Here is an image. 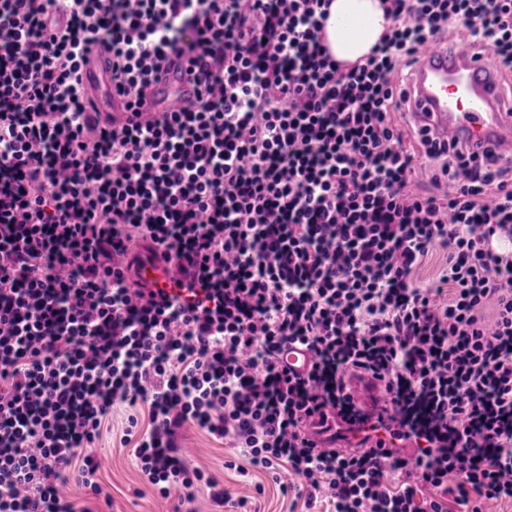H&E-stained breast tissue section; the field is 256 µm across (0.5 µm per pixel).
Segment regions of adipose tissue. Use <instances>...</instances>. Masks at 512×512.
<instances>
[{"mask_svg":"<svg viewBox=\"0 0 512 512\" xmlns=\"http://www.w3.org/2000/svg\"><path fill=\"white\" fill-rule=\"evenodd\" d=\"M387 26L382 0H332L325 39L332 56L349 64L365 58Z\"/></svg>","mask_w":512,"mask_h":512,"instance_id":"adipose-tissue-1","label":"adipose tissue"}]
</instances>
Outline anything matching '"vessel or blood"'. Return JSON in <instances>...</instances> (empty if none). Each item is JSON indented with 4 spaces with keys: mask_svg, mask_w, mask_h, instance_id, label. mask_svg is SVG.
<instances>
[{
    "mask_svg": "<svg viewBox=\"0 0 512 512\" xmlns=\"http://www.w3.org/2000/svg\"><path fill=\"white\" fill-rule=\"evenodd\" d=\"M81 87L99 112L130 119L131 111L112 88V54L97 47L84 56ZM410 123L437 141L455 142L470 150L494 154L512 168V85L506 84L494 58L469 41L432 42L412 65L404 86ZM189 62L170 58L161 79L150 90V109L168 112L197 98Z\"/></svg>",
    "mask_w": 512,
    "mask_h": 512,
    "instance_id": "b4317fda",
    "label": "vessel or blood"
}]
</instances>
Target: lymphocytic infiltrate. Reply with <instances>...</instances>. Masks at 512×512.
Listing matches in <instances>:
<instances>
[{"label": "lymphocytic infiltrate", "mask_w": 512, "mask_h": 512, "mask_svg": "<svg viewBox=\"0 0 512 512\" xmlns=\"http://www.w3.org/2000/svg\"><path fill=\"white\" fill-rule=\"evenodd\" d=\"M385 3L347 65L324 43L331 0H0V512H75L72 483L100 497L119 407L164 498L232 502L190 462L192 425L306 512L512 502V253L489 247L512 239V170L397 120L407 69L458 21L512 77V0ZM94 45L137 122L89 111ZM172 56L196 101L141 111ZM135 243L180 278L134 280ZM349 370L383 405L355 408ZM313 417L357 425L358 446L317 447Z\"/></svg>", "instance_id": "obj_1"}]
</instances>
